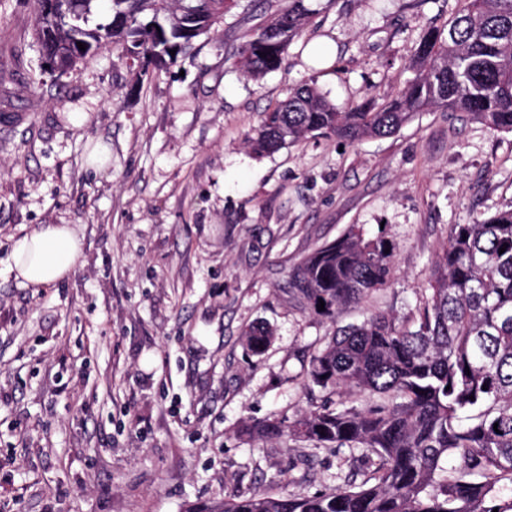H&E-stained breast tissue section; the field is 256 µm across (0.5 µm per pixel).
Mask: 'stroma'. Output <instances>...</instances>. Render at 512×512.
<instances>
[{
  "mask_svg": "<svg viewBox=\"0 0 512 512\" xmlns=\"http://www.w3.org/2000/svg\"><path fill=\"white\" fill-rule=\"evenodd\" d=\"M460 7L336 0L258 79L233 63L269 14L235 8L160 74L106 49L43 79L31 0H0V512H187L369 474L362 449L239 429L321 403L308 362L336 327L414 312L450 225L512 205V134L432 110L355 143L257 154L246 136L302 82L339 107L395 98ZM45 224L82 254L29 288L12 244ZM354 224L395 242V276L331 322L288 275ZM258 321L259 357L241 339ZM243 337L251 353L260 356L272 343L274 331L266 324H253L244 330Z\"/></svg>",
  "mask_w": 512,
  "mask_h": 512,
  "instance_id": "1",
  "label": "stroma"
}]
</instances>
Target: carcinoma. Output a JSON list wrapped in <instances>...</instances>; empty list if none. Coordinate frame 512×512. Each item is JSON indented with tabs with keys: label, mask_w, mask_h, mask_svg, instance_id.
Listing matches in <instances>:
<instances>
[{
	"label": "carcinoma",
	"mask_w": 512,
	"mask_h": 512,
	"mask_svg": "<svg viewBox=\"0 0 512 512\" xmlns=\"http://www.w3.org/2000/svg\"><path fill=\"white\" fill-rule=\"evenodd\" d=\"M42 2L34 0V37L55 48L62 75L109 45L158 74L239 5L108 0V18L98 22L102 0H61L60 20L52 23ZM319 14L309 0H288L240 47L242 73L257 79L279 69ZM428 108L465 112L512 133V0H463L445 28L423 35L414 77L389 102L339 109L302 83L262 113L247 142L258 154L315 136L354 143L393 135ZM395 252L393 241L354 225L295 266L289 288L312 314L333 322L342 307L390 285ZM243 337L260 356L274 331L253 324ZM308 377L331 394L377 399L360 408L323 403L293 420L247 423L242 433L359 446L372 458L371 477L311 495L239 496L194 512H512V206L451 225L417 311L405 321L375 312L336 328L312 356Z\"/></svg>",
	"instance_id": "cac0c4a2"
}]
</instances>
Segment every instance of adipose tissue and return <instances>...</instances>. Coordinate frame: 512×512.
<instances>
[{
	"mask_svg": "<svg viewBox=\"0 0 512 512\" xmlns=\"http://www.w3.org/2000/svg\"><path fill=\"white\" fill-rule=\"evenodd\" d=\"M82 251V240L67 224H47L17 239L11 259L22 285L42 288L70 274Z\"/></svg>",
	"mask_w": 512,
	"mask_h": 512,
	"instance_id": "ef3b65f1",
	"label": "adipose tissue"
}]
</instances>
